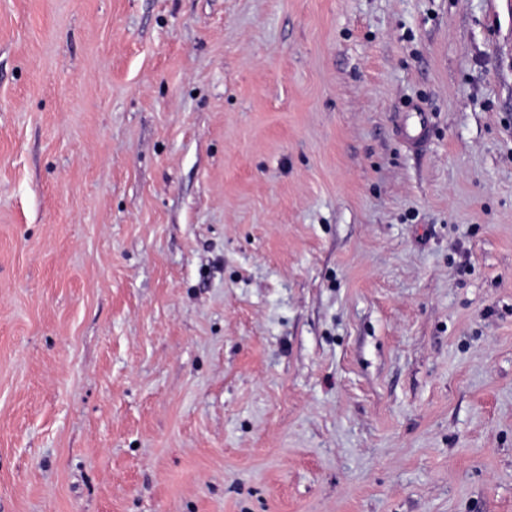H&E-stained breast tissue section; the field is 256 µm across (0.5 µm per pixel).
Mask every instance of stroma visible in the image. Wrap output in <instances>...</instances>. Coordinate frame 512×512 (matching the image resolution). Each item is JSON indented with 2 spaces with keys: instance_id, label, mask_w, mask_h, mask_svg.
Listing matches in <instances>:
<instances>
[{
  "instance_id": "stroma-1",
  "label": "stroma",
  "mask_w": 512,
  "mask_h": 512,
  "mask_svg": "<svg viewBox=\"0 0 512 512\" xmlns=\"http://www.w3.org/2000/svg\"><path fill=\"white\" fill-rule=\"evenodd\" d=\"M0 512H512V0H0ZM404 123L408 136L403 127L399 126L398 131L407 137L412 147H419L428 136L427 118L424 112H406Z\"/></svg>"
}]
</instances>
